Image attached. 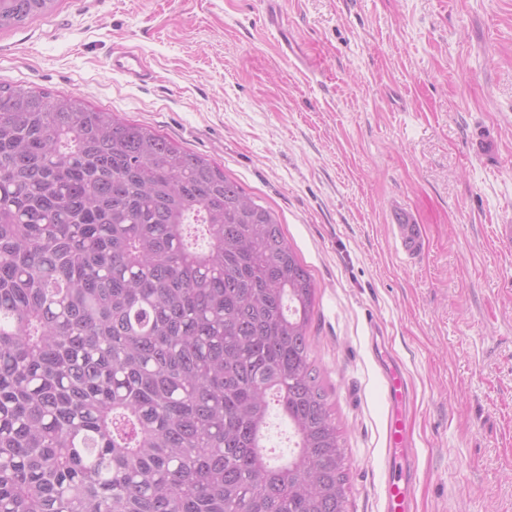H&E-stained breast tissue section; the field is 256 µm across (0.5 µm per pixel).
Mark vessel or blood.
Returning a JSON list of instances; mask_svg holds the SVG:
<instances>
[{"label":"vessel or blood","mask_w":512,"mask_h":512,"mask_svg":"<svg viewBox=\"0 0 512 512\" xmlns=\"http://www.w3.org/2000/svg\"><path fill=\"white\" fill-rule=\"evenodd\" d=\"M109 67L112 72L134 83H146L153 78L143 54L135 48L114 51ZM379 374L388 405V448L382 484L383 510L410 512L417 479L413 437L407 415L410 381L401 364L393 359L380 360Z\"/></svg>","instance_id":"1"}]
</instances>
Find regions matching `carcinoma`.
I'll use <instances>...</instances> for the list:
<instances>
[{
  "instance_id": "obj_1",
  "label": "carcinoma",
  "mask_w": 512,
  "mask_h": 512,
  "mask_svg": "<svg viewBox=\"0 0 512 512\" xmlns=\"http://www.w3.org/2000/svg\"><path fill=\"white\" fill-rule=\"evenodd\" d=\"M55 2L0 0V29ZM315 306L276 214L218 165L0 84V512H346Z\"/></svg>"
}]
</instances>
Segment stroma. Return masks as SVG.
<instances>
[{
	"label": "stroma",
	"instance_id": "35a3bbf8",
	"mask_svg": "<svg viewBox=\"0 0 512 512\" xmlns=\"http://www.w3.org/2000/svg\"><path fill=\"white\" fill-rule=\"evenodd\" d=\"M276 10L272 26L263 0H56L0 29V82L152 126L276 212L316 286L347 512H383L381 353L413 382L411 512H512V0ZM123 45L155 80L112 73Z\"/></svg>",
	"mask_w": 512,
	"mask_h": 512
}]
</instances>
